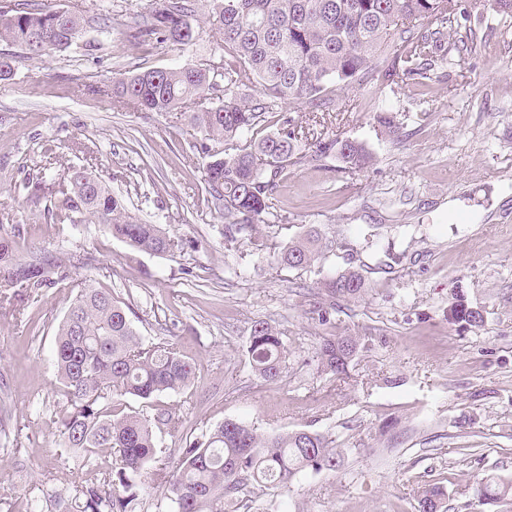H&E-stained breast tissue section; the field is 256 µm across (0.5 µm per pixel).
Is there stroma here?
<instances>
[{
  "instance_id": "35a3bbf8",
  "label": "stroma",
  "mask_w": 512,
  "mask_h": 512,
  "mask_svg": "<svg viewBox=\"0 0 512 512\" xmlns=\"http://www.w3.org/2000/svg\"><path fill=\"white\" fill-rule=\"evenodd\" d=\"M470 14L464 65L432 79L369 81L359 105L326 98L330 134L366 144L372 164L304 158L276 179L273 245L309 228L332 245L311 267L224 243V209L208 192V139L182 112L118 103L112 83L151 67H216L219 35L200 26L195 44L147 49L132 33L152 0H52L83 16L77 42L39 60L0 42L15 61L0 82V213L17 257L61 266L64 281L0 304V512H61L78 462L55 421L66 410L54 339L82 281L112 292L147 341L177 343L195 365L192 397H123L124 413L179 418L160 434L170 463L227 419L271 436L307 430L332 438L336 471L307 472L269 490L247 512H415L423 487L447 492L448 512H512L481 504L479 479L512 481V17L492 0H460ZM402 126L382 134L376 117ZM100 174L140 222L181 240L165 255L133 251L97 224H59L49 193L68 168ZM353 268L369 290L330 302L323 279ZM480 308L481 326L453 322L457 297ZM330 310L321 323L317 307ZM289 339L287 367L267 382L246 356L254 321ZM367 336L348 378L317 374L322 337Z\"/></svg>"
}]
</instances>
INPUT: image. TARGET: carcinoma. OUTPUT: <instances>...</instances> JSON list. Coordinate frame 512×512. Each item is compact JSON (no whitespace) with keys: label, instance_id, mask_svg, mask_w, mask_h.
Here are the masks:
<instances>
[{"label":"carcinoma","instance_id":"obj_1","mask_svg":"<svg viewBox=\"0 0 512 512\" xmlns=\"http://www.w3.org/2000/svg\"><path fill=\"white\" fill-rule=\"evenodd\" d=\"M150 19L134 34L144 46H187L195 38L188 21L189 0H154ZM204 23L224 43L218 68L184 65L148 68L113 82L112 96L147 112H173L203 100L206 90L224 82L226 98L215 107L189 115L212 141L224 148L210 153L206 167L210 196L224 206V243H245L261 254L271 248L257 223L270 208L275 178L298 155L304 134L284 117L280 128L261 138L254 130L265 114L286 101L319 112L328 93L357 92L365 78L382 83L426 80L438 58L440 41L454 33L460 51L465 13L453 0H207ZM83 25L50 3L25 0L0 8V42L18 43L26 58L37 59L70 48ZM256 88L257 100L240 92ZM315 138L314 157L336 154L345 168L361 171L372 162L366 145L353 139ZM53 214L58 224H101L113 237L140 252L166 254L179 242L158 224H144L97 174L72 168L60 178ZM323 247L310 229L276 255L291 269L311 266ZM23 276L35 293L53 284L46 264L36 257L21 261L15 241L0 228V269ZM331 300L362 297L367 285L356 270H343L321 283ZM454 321L477 326L481 314L460 301ZM357 336H325L317 352V372L349 376L357 355L369 348ZM284 336L269 322H254L247 357L255 375L267 382L286 367ZM54 362L69 411L58 418L63 447L83 455L85 472L75 476L72 493L60 499L64 512H133L144 485L166 491L170 512H238L262 489L290 488L309 470L336 468L333 440L297 430L261 437L240 421L227 419L205 439L181 449L177 465L160 455L158 433L173 436L181 422L166 411L152 416L111 414L112 399L130 395L143 400L189 390L193 365L177 344L145 342L112 293L86 280L59 325ZM115 451V463L98 466L99 456ZM477 492L484 501L512 497V483L488 475ZM416 512H447L445 492L430 486L418 498Z\"/></svg>","mask_w":512,"mask_h":512}]
</instances>
